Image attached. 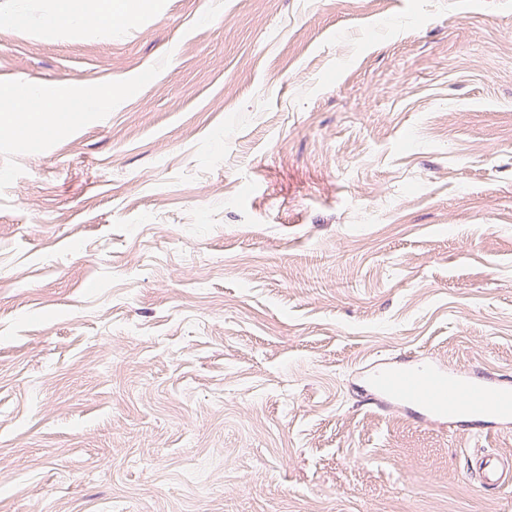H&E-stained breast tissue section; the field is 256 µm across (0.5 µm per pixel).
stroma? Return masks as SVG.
<instances>
[{
	"instance_id": "stroma-1",
	"label": "stroma",
	"mask_w": 512,
	"mask_h": 512,
	"mask_svg": "<svg viewBox=\"0 0 512 512\" xmlns=\"http://www.w3.org/2000/svg\"><path fill=\"white\" fill-rule=\"evenodd\" d=\"M0 0V512H512V424L378 408L425 358L512 384V0ZM111 5V7L108 6ZM112 1H98L97 4L77 6L62 11L56 22L63 26H97L102 23L112 24ZM32 91L33 95L30 98L35 102L33 107L24 108L19 103L18 106L1 113V124L6 132L20 129L21 126L30 118V112H36L40 117L47 113H54L55 115L61 116V112H67L56 100L51 98H42L39 95V91ZM481 484L486 487L499 488L510 486L512 482V464L497 458H484L478 467Z\"/></svg>"
}]
</instances>
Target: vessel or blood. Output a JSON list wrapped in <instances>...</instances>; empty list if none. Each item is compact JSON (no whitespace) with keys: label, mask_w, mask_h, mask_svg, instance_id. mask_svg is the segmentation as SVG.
<instances>
[{"label":"vessel or blood","mask_w":512,"mask_h":512,"mask_svg":"<svg viewBox=\"0 0 512 512\" xmlns=\"http://www.w3.org/2000/svg\"><path fill=\"white\" fill-rule=\"evenodd\" d=\"M379 403H414L430 417L453 419L463 415L512 422V388L497 384L483 372H457L440 364L393 369L372 380ZM481 484L499 488L512 483V463L483 459L478 467Z\"/></svg>","instance_id":"vessel-or-blood-1"}]
</instances>
